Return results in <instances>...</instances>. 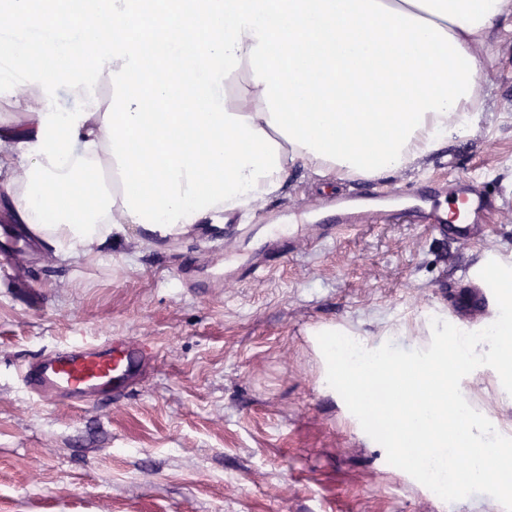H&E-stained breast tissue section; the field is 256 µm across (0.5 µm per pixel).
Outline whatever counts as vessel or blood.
I'll return each mask as SVG.
<instances>
[{"label": "vessel or blood", "mask_w": 512, "mask_h": 512, "mask_svg": "<svg viewBox=\"0 0 512 512\" xmlns=\"http://www.w3.org/2000/svg\"><path fill=\"white\" fill-rule=\"evenodd\" d=\"M471 178L451 177L448 195L459 201L464 217L450 221L431 201L437 188L423 184L409 190H389L337 198L335 224L318 228L317 240L332 238L334 231H350L368 218L386 214L389 202H405L411 223L463 244L474 242L489 215L485 195ZM156 357L146 341L130 342L115 336L105 340L79 339L65 346L42 351L22 365L24 390L35 402L46 405L66 403L74 407L95 406L125 396L138 387Z\"/></svg>", "instance_id": "b4317fda"}]
</instances>
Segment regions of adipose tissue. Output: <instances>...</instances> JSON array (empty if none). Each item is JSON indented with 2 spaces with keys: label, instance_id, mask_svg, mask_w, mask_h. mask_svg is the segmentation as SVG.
Here are the masks:
<instances>
[{
  "label": "adipose tissue",
  "instance_id": "adipose-tissue-1",
  "mask_svg": "<svg viewBox=\"0 0 512 512\" xmlns=\"http://www.w3.org/2000/svg\"><path fill=\"white\" fill-rule=\"evenodd\" d=\"M60 7L0 0L15 35L0 42L13 108L0 196L65 260L222 226L278 197L298 165L340 181L408 170L469 133L496 25L512 17V0H82L66 28ZM92 59L110 104L90 88ZM61 90L76 111L58 109ZM145 130L148 151H132Z\"/></svg>",
  "mask_w": 512,
  "mask_h": 512
}]
</instances>
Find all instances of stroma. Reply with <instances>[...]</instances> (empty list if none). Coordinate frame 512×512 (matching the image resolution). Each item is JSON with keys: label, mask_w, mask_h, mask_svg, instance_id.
Instances as JSON below:
<instances>
[{"label": "stroma", "mask_w": 512, "mask_h": 512, "mask_svg": "<svg viewBox=\"0 0 512 512\" xmlns=\"http://www.w3.org/2000/svg\"><path fill=\"white\" fill-rule=\"evenodd\" d=\"M485 109L411 170L331 182L298 167L253 215L150 249L61 260L41 249L0 277V512H505L475 494L445 502L403 470L327 392L314 332L367 342L395 325L404 350L431 315L473 331L498 315L458 312L461 287L488 255L512 263V25L500 22L482 79ZM482 174L493 221L462 246L405 220L313 240L331 193L378 192ZM303 240L265 279L233 276L274 232ZM83 336L150 340L156 369L100 408L36 404L19 368ZM461 390L512 437V395L494 369Z\"/></svg>", "instance_id": "obj_1"}]
</instances>
